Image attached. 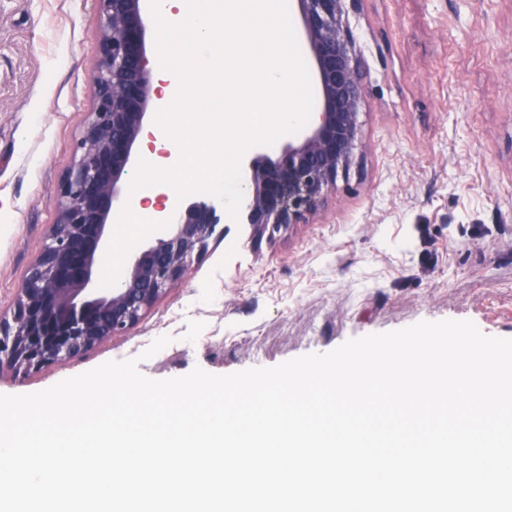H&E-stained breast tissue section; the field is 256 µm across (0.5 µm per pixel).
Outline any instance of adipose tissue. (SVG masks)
Masks as SVG:
<instances>
[{
	"label": "adipose tissue",
	"mask_w": 512,
	"mask_h": 512,
	"mask_svg": "<svg viewBox=\"0 0 512 512\" xmlns=\"http://www.w3.org/2000/svg\"><path fill=\"white\" fill-rule=\"evenodd\" d=\"M151 8L168 30L188 34L198 54L193 72L165 62L154 70L156 82L162 85V106H169L171 98L178 97L185 107L182 112L163 115L152 129L153 147L146 152L151 165L148 172L136 177L134 205L128 212L129 218L144 224L159 219L155 203L169 185L192 190L204 179L218 184L220 171L215 161L220 151H233L237 139L269 138L278 129L303 122L306 110L288 107L285 99L308 89L288 63V42L282 32L267 25L263 29L264 54L238 56L235 66L224 72L225 90H238L241 96L234 103L220 98L217 107L224 114L229 134L223 148H214L193 132L200 119L196 108L200 77L210 70L224 42L214 14L191 8L189 0H151Z\"/></svg>",
	"instance_id": "1"
}]
</instances>
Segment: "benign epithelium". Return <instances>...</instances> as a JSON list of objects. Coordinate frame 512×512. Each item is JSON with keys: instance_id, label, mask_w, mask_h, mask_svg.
Wrapping results in <instances>:
<instances>
[{"instance_id": "1", "label": "benign epithelium", "mask_w": 512, "mask_h": 512, "mask_svg": "<svg viewBox=\"0 0 512 512\" xmlns=\"http://www.w3.org/2000/svg\"><path fill=\"white\" fill-rule=\"evenodd\" d=\"M98 57L95 101L75 147V160L58 186L56 219L26 272L16 308L0 312V372L37 371L80 356L135 326L182 280L194 257L223 235L224 205L189 204L164 221V236L126 260L103 293L89 288L99 274L114 203L133 178L132 157L154 107L153 56L143 0H96ZM320 106L302 136L279 156L254 157L245 176L241 210L256 240L304 224L337 180L349 173L361 148L364 101L360 50L349 24L362 0H298Z\"/></svg>"}]
</instances>
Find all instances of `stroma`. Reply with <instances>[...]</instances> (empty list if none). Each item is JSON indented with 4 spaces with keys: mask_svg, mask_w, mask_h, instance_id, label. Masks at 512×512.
Instances as JSON below:
<instances>
[{
    "mask_svg": "<svg viewBox=\"0 0 512 512\" xmlns=\"http://www.w3.org/2000/svg\"><path fill=\"white\" fill-rule=\"evenodd\" d=\"M349 23L362 148L309 223L257 241L225 206L223 237L126 335L2 373L0 394L131 358L156 380L274 367L421 321L512 339V0H362ZM98 26L95 0H0L1 311L55 221Z\"/></svg>",
    "mask_w": 512,
    "mask_h": 512,
    "instance_id": "35a3bbf8",
    "label": "stroma"
}]
</instances>
